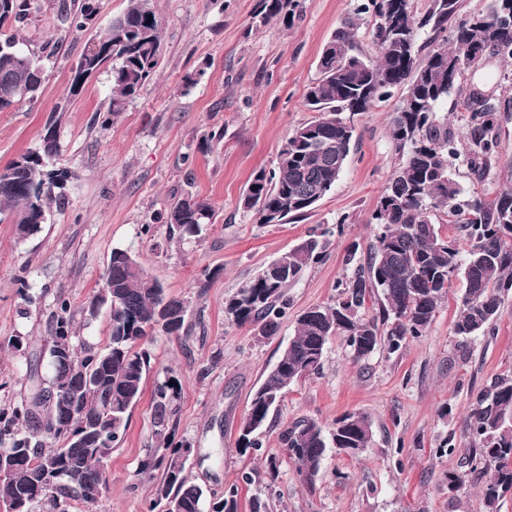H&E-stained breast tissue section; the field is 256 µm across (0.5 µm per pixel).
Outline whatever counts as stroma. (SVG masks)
Returning <instances> with one entry per match:
<instances>
[{
  "label": "stroma",
  "mask_w": 512,
  "mask_h": 512,
  "mask_svg": "<svg viewBox=\"0 0 512 512\" xmlns=\"http://www.w3.org/2000/svg\"><path fill=\"white\" fill-rule=\"evenodd\" d=\"M266 2L153 0L163 20L159 65L139 96L105 123L109 70L78 94L69 86L85 46L122 14L126 0H100L81 31L67 30L62 20L75 0H33L20 39L42 56L45 81L35 103L0 112V168L39 148L54 119L56 164L72 176L37 233L18 237L8 214H0V408L29 393L28 370L45 353L57 299L69 302L87 345L105 346L109 310L88 325L81 311L100 288L112 249L122 247L169 295L187 302L191 332L153 336L144 393L108 460L107 489L97 504L77 503L71 512H148L159 480L140 474L139 462L159 444L152 393L165 379L177 390V437L191 448L189 480L217 496L238 485L241 512H251L256 499L267 512H484L482 489L491 473L471 471L465 425L477 393L512 375V292L502 297L492 334L463 347L451 333L463 294L457 280L426 334L397 352L381 349L357 360L345 337H333L320 371L285 393L260 450L238 449L252 394L293 336L297 316L339 299L341 282L353 274L344 255L372 240L371 214L401 161L389 135L392 98L347 114L355 148L312 213L261 224L242 207L253 175L276 170L289 133L313 119L305 95L331 36L352 28L357 53L377 55L373 19L358 13L360 0H297L267 22ZM499 126L486 177L461 164L453 168L472 195L491 197L512 179V111L501 113ZM189 193L207 199L216 220L199 236L169 239L164 217ZM320 232L327 256L288 286L276 336L262 338L225 312V300L268 261ZM24 287L41 294V304L27 306ZM15 336L22 348L10 345ZM347 412L370 417V448L356 458L327 449L314 489L305 488L281 432L303 418L328 427ZM272 461L279 471L273 480L266 474ZM245 473L252 483H242ZM448 473L463 477L460 490H449Z\"/></svg>",
  "instance_id": "obj_1"
}]
</instances>
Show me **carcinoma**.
Wrapping results in <instances>:
<instances>
[{
  "instance_id": "1",
  "label": "carcinoma",
  "mask_w": 512,
  "mask_h": 512,
  "mask_svg": "<svg viewBox=\"0 0 512 512\" xmlns=\"http://www.w3.org/2000/svg\"><path fill=\"white\" fill-rule=\"evenodd\" d=\"M31 0H0V112L37 99L44 80L40 56L19 46L13 30L28 20ZM460 0H431L427 11L414 13L411 0H363L359 10L374 16L377 58L356 53L355 33L337 31L318 59L319 78L308 88L306 103L315 119L295 128L279 153L277 171L256 173L243 199L261 224H281L289 216L308 215L339 181L349 156L354 130L342 114L367 112L386 101L395 88L401 97L391 114L389 134L404 161L388 179L371 215L376 233L365 262L355 263L342 297L333 305L313 306L296 319L294 336L276 366L253 394L243 418L249 431L238 435L240 451L262 447L267 429L286 389L319 372L327 345L346 337L357 359L384 347L399 350L407 337L423 335L434 321L452 281L461 278L464 293L452 332L460 342L491 332L500 315L502 294L512 290V184L493 198H468L451 173V160H463L484 175L499 143L501 101L463 79L487 59L512 62V0H493L485 14L456 20ZM95 14L84 8L66 15L68 28L80 30ZM162 20L152 0H127L125 11L95 40L105 50L85 48L74 69L70 93L103 69L112 74V98L105 120L124 111L150 80L159 64ZM431 30L449 32L443 42L419 55L418 37ZM455 96V109L468 113L464 149L458 148L439 107ZM56 129L47 128L41 149L28 151L0 169V211H7L18 235L30 236L47 222L50 205L62 200L72 173L54 165ZM467 243L442 235L437 214ZM170 237L199 235L214 223V210L188 195L167 213ZM327 241L311 236L275 259L248 285L225 301V311L258 335H276L287 305L285 289L311 264L326 256ZM103 283L112 286L107 343L85 345L76 336L70 307L62 300L53 314L50 372L47 379L30 369L32 393L0 409V502L14 512H70L77 501L95 504L106 489L107 460L124 439L133 407L141 399L151 353L143 347L155 330L179 336L186 329L187 305L166 295L128 249L112 250ZM377 304L363 313L367 301ZM105 306L98 291L84 306L85 324ZM59 345L71 356H54ZM174 385L159 381L153 394L155 435L163 447L146 449L140 472L160 473L153 512H204L203 490L186 476L183 452L175 441ZM45 433L63 443L43 447ZM473 448L470 461L494 468L484 488L486 512H498L500 499L512 492V375L498 378L477 394L466 423ZM372 422L362 413H345L331 429L315 420H300L281 435L302 485L313 487L328 448H351L363 454L372 441ZM239 488L233 484L209 502V512H239Z\"/></svg>"
}]
</instances>
